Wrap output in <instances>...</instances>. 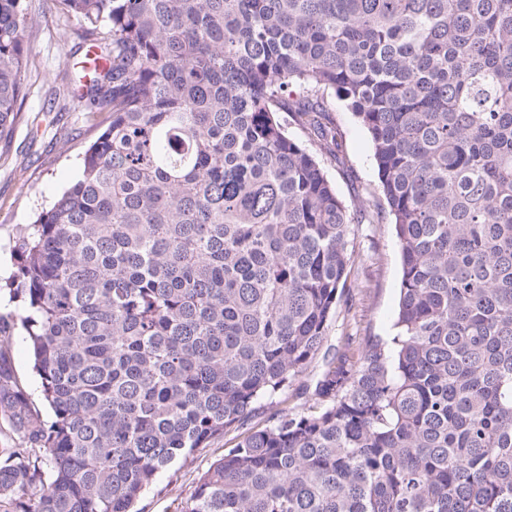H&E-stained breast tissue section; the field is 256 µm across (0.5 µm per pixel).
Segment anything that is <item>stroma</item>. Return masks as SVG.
Masks as SVG:
<instances>
[{"instance_id":"stroma-1","label":"stroma","mask_w":512,"mask_h":512,"mask_svg":"<svg viewBox=\"0 0 512 512\" xmlns=\"http://www.w3.org/2000/svg\"><path fill=\"white\" fill-rule=\"evenodd\" d=\"M38 25L26 33L30 71L25 84L24 120L8 140H0V278L13 270V240L20 228L34 220L40 207L50 203L76 177L86 146L98 135L82 112L65 104L44 111L49 85L44 71L68 70L74 80L84 75L79 66L89 44L82 37L79 17L58 13L54 0H33ZM331 118L342 135L338 159L322 158L323 168L336 193L355 220L356 257L348 285L350 302L338 306L323 341L324 348L361 341L367 336L393 335L401 280V252L391 224H372L367 216L381 200L373 148L366 129L346 103L329 98ZM324 366L316 355L296 376L288 391L274 401L257 403L255 411L232 431L210 443L186 464L159 473L140 495L139 512H177L194 491L201 474L233 448L243 434L264 426L273 410L302 413L314 402V389Z\"/></svg>"}]
</instances>
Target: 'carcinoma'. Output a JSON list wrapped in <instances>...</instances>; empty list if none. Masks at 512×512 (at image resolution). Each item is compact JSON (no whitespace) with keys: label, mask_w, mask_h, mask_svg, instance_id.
Instances as JSON below:
<instances>
[{"label":"carcinoma","mask_w":512,"mask_h":512,"mask_svg":"<svg viewBox=\"0 0 512 512\" xmlns=\"http://www.w3.org/2000/svg\"><path fill=\"white\" fill-rule=\"evenodd\" d=\"M100 134L0 284V512H134L290 386L346 301L354 220L326 99L367 130L402 253L399 333L326 360L179 512H512V0H55ZM31 0H0V139ZM29 338L53 417L13 369Z\"/></svg>","instance_id":"1"}]
</instances>
